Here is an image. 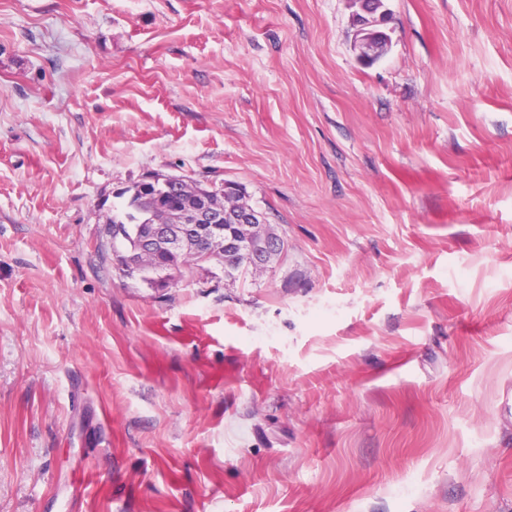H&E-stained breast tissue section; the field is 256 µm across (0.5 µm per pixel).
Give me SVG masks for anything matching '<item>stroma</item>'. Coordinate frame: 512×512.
I'll list each match as a JSON object with an SVG mask.
<instances>
[{
    "mask_svg": "<svg viewBox=\"0 0 512 512\" xmlns=\"http://www.w3.org/2000/svg\"><path fill=\"white\" fill-rule=\"evenodd\" d=\"M0 0V512H512V0ZM285 249L157 288L102 204ZM358 5L360 12H356V24L358 26L355 49L358 58L364 62H376L388 50L389 38L375 30L382 15L387 13L384 6L386 0H352ZM193 179L191 176L184 175ZM195 180L199 185L198 195L184 194H166L163 197H149V192L145 191L142 181L133 182L131 185L117 193V198L126 197V202L121 209L112 206L107 216L105 224L106 234L112 238V250L117 260L122 257V252L116 247V241L120 239V245L124 252L130 253L136 247V250L126 256L127 265L133 270L151 269L157 264L158 255L161 252H176L182 246V239L186 236L178 234L175 236L170 232L171 224H174L175 218H179V212L191 207H197L207 200L208 205L221 208L224 212L222 224L224 228L229 229L235 239L242 243H233L238 247H227L232 242L224 239L230 231L223 229L219 225L221 217L218 214L208 210L207 205L198 207L196 210L185 212L181 221L183 224L194 225L200 234L196 235L201 245L206 247L208 253L216 256V253L224 249L223 270L225 278L236 279V276L247 273L252 267L256 271H262L268 265L271 255L274 254L273 248L269 242L274 243L277 254L280 255L285 248V241L274 231V228L268 221L264 228L263 237L258 236L254 229L255 224H265L266 215L263 212L248 211L254 207L249 204L244 189L232 182H224L228 186L229 194H224V186L219 191H212L200 180ZM242 190H241V189ZM203 195V197H201ZM226 199V201L224 200ZM232 199H235L232 204ZM246 212L245 216L243 215ZM244 216V218H242ZM246 222V223H243ZM159 221L160 223H157ZM250 222V224H248ZM150 226L149 231L141 235ZM197 225H206L198 228ZM225 235V238H224ZM265 239L268 242L253 243ZM140 240V243H139ZM250 240V241H248ZM139 243V245H138ZM226 246L227 248H224ZM248 257V258H247ZM250 265L248 264V260Z\"/></svg>",
    "mask_w": 512,
    "mask_h": 512,
    "instance_id": "stroma-1",
    "label": "stroma"
}]
</instances>
